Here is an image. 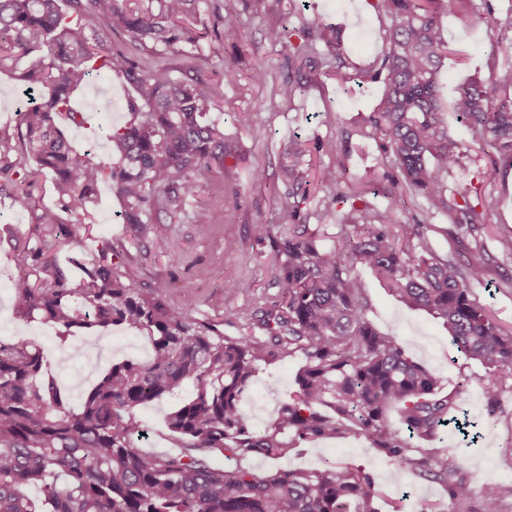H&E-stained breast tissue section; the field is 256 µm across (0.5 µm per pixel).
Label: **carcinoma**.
Segmentation results:
<instances>
[{
  "mask_svg": "<svg viewBox=\"0 0 512 512\" xmlns=\"http://www.w3.org/2000/svg\"><path fill=\"white\" fill-rule=\"evenodd\" d=\"M199 2L0 0V69L47 50L21 77L28 90L39 85L44 93L19 111L16 141L0 138V186L21 188L16 202L26 205L38 178L48 174L58 207L77 214L108 181L123 203L122 223L144 233L152 214L175 219L197 196L200 178L224 170L231 155L224 129L204 120L210 88L150 62L165 51L200 57L210 34L209 57L224 59V43L240 38L237 17L227 13L195 34ZM466 2L375 0L391 26L378 72L385 90L367 118L395 159L401 193L420 195L431 213L469 225L475 240L466 261L437 253L423 224L396 230L391 206L352 209L329 246L321 227L292 226L308 196L299 149L283 166L289 223L275 243L279 299L258 323L268 340L228 337L217 322L172 306L168 280L137 287L126 271L128 251L110 240L100 241L97 259L73 282L56 264L53 247L62 237L76 238L79 225L43 211L40 235L16 240L19 259L10 274L15 314L63 327L64 339L77 329L124 326L147 335L154 357L112 365L73 408L54 380H39L42 357L33 342L0 344V512H377L373 482L359 467L325 461L313 470L258 475L217 462L219 456L276 460L306 442L350 436L366 437L400 466L444 484L456 512H499L512 486L485 477L477 511L469 484L448 480L454 471L448 459L418 445L453 419L455 396L442 393L439 377L367 318L364 283L356 274L359 266L370 268L391 293L441 319L457 349L488 370V405L512 391V334L472 291L486 277L484 244L476 239L483 214L469 194L448 189L461 148L448 135L439 95L448 56L441 18L463 11ZM101 20L127 33L138 53L108 48L107 31L96 27ZM268 39L291 49L279 89L287 103L331 72L318 47L343 64L336 25L325 19L273 27ZM100 71L126 78L136 91L127 101L129 122L101 125L118 156L107 170L78 153L55 123L60 114L79 123L80 113L69 108L72 94ZM453 111L472 141L491 145L512 167V96L499 99L474 80L459 91ZM345 170L341 160L321 168L316 183L334 187ZM278 352H300L306 363L275 421L257 430L240 401L257 363ZM186 386L192 396L169 415L181 451L141 452L138 409ZM389 406L399 410L397 425L386 414ZM56 472L66 475L64 483L51 480ZM34 484L42 488L37 501L30 495Z\"/></svg>",
  "mask_w": 512,
  "mask_h": 512,
  "instance_id": "1",
  "label": "carcinoma"
}]
</instances>
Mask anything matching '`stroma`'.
I'll use <instances>...</instances> for the list:
<instances>
[{
  "mask_svg": "<svg viewBox=\"0 0 512 512\" xmlns=\"http://www.w3.org/2000/svg\"><path fill=\"white\" fill-rule=\"evenodd\" d=\"M226 11L236 15L242 38L239 43L225 44L223 59L174 55L165 59L168 66L197 71L209 84L212 100L206 118L223 126L224 140L232 148L223 172L201 179L197 196L184 205L175 222L158 215L156 224L142 237L122 223L119 200L109 184H101L85 218L89 233L61 241L55 251L58 263L68 268L72 279H79L81 272L72 267L71 256L93 259L100 238H108L130 252L129 273L138 285L158 278L170 281L172 303L201 320L214 319L212 303L222 300L224 308L237 313L236 318L221 323L225 336L254 331L257 320L277 299L274 237L284 222L287 204L281 170L296 133L310 144L335 140L345 155L341 185L366 186L368 201L380 208L393 206L399 223L426 225V237L438 253L472 246L471 236L462 235L446 216L430 213L422 197L404 199L395 192L390 181L396 171L393 158L382 150L378 138L362 134L363 120L383 91L376 72L386 52L388 16L375 11L367 0H297L288 11L273 10L271 0H203L201 5V17L207 22L213 14ZM317 13L336 23L351 64L343 68L342 78L323 80L305 97L285 103L278 90L288 74L289 49L271 45L268 30L275 24L301 27ZM510 15L512 0H474L473 7L465 12L442 17L444 35L455 51L442 70L443 103H451L458 89L471 79L490 86L495 81V69L512 66V30L498 25ZM228 65L237 73L232 83L224 79ZM134 94L123 79L95 76L72 95L74 108L87 113L89 128L75 126L65 118L59 124L79 152L90 153L101 165H111L116 158L101 135V117L107 113L113 124H125L131 118L127 100ZM448 131L463 145L460 163L448 175L449 188L459 190L477 184L483 199L492 204L484 213L480 230L487 275L483 283L474 285L473 292L510 331L512 254L503 252L496 238L512 233V168L499 162L493 148L482 151L472 147L465 124L456 117H449ZM258 170L265 174L260 182L254 179ZM56 206L57 196L47 178L23 206L16 204L11 193H0V342H11L20 335L34 340L42 351L43 374L55 377L75 406L112 364L149 359L152 349L137 332L114 328L80 331V341L98 342L100 351L94 368L75 379L62 369L71 350L59 336L60 326L38 318L26 321L16 317L9 281L17 258L14 238L34 235L37 215ZM201 207L212 219L205 230L194 221ZM258 224L267 225L269 235H256L254 227ZM228 239L237 240L239 250L225 251ZM174 247L181 253L175 264L168 258ZM359 274L365 285L368 319L380 332L395 337L407 355L439 376L444 392L456 396L455 415L467 428L458 430L456 424L441 428L435 443L436 448L446 450L456 477L475 489L488 474L512 485V393L503 394L495 411H488L485 368L458 351L442 321L397 299L371 270L363 267ZM231 280L250 284V291L226 293L224 285ZM302 364L298 353L258 364L251 390L242 402L256 429H263L275 417L294 390L295 375ZM178 403V398L172 397L141 409L145 431L138 446L142 451L160 455L174 452L176 442L167 428V415ZM326 460L363 468L379 492L378 512H420L430 504L439 512H454L443 484L400 467L363 437L306 443L276 463L251 456L241 459L240 464L264 474L275 466L316 469Z\"/></svg>",
  "mask_w": 512,
  "mask_h": 512,
  "instance_id": "obj_1",
  "label": "stroma"
}]
</instances>
